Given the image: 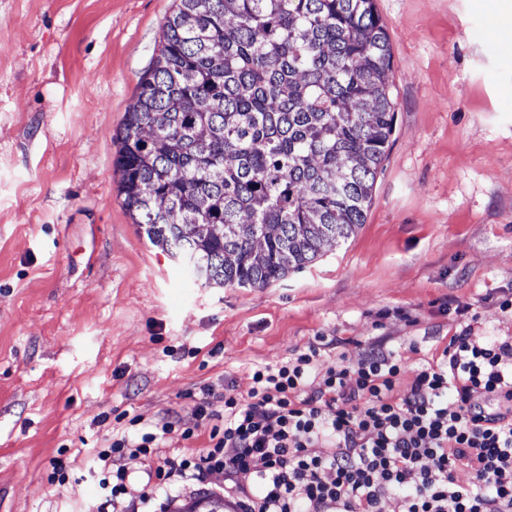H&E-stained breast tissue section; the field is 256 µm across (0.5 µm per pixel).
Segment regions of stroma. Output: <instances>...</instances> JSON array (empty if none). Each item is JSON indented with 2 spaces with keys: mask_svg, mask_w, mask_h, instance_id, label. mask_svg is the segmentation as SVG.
Masks as SVG:
<instances>
[{
  "mask_svg": "<svg viewBox=\"0 0 512 512\" xmlns=\"http://www.w3.org/2000/svg\"><path fill=\"white\" fill-rule=\"evenodd\" d=\"M174 7L0 0V512H160L223 495L212 475L141 505L140 456L104 508L90 457L131 417H190L203 385L246 393L253 365L314 337L345 340L354 359L379 342L413 364L468 324L512 336L499 308L512 296V54L482 0H376L396 112L365 222L262 288L201 285L118 195L112 136Z\"/></svg>",
  "mask_w": 512,
  "mask_h": 512,
  "instance_id": "obj_1",
  "label": "stroma"
}]
</instances>
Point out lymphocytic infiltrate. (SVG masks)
<instances>
[{"label":"lymphocytic infiltrate","instance_id":"1","mask_svg":"<svg viewBox=\"0 0 512 512\" xmlns=\"http://www.w3.org/2000/svg\"><path fill=\"white\" fill-rule=\"evenodd\" d=\"M338 340L252 368L246 393L213 386L190 424L166 413L96 450L103 497L123 495L124 459L156 457L154 482L224 476L240 512H512V336L464 326L441 352L408 366L369 346L350 360ZM208 427L203 453L162 454L167 435Z\"/></svg>","mask_w":512,"mask_h":512}]
</instances>
